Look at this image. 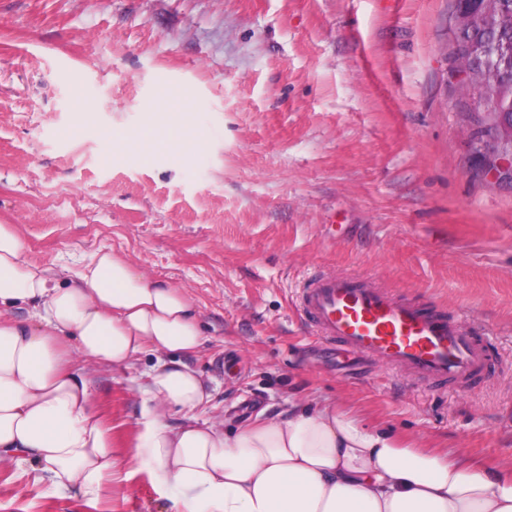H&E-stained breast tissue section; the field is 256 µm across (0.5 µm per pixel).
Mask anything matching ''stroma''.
Wrapping results in <instances>:
<instances>
[{"label": "stroma", "instance_id": "1", "mask_svg": "<svg viewBox=\"0 0 512 512\" xmlns=\"http://www.w3.org/2000/svg\"><path fill=\"white\" fill-rule=\"evenodd\" d=\"M456 0H0V224L28 261L124 255L185 287L226 429L327 399L428 449L512 460V182L478 167ZM181 128L184 145L146 148ZM129 132L138 142L114 141ZM350 271L460 319L494 366L426 384L322 343L296 310ZM141 355L91 377L130 458ZM132 466L92 501L0 469V512H176Z\"/></svg>", "mask_w": 512, "mask_h": 512}]
</instances>
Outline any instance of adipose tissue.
<instances>
[{
	"instance_id": "1",
	"label": "adipose tissue",
	"mask_w": 512,
	"mask_h": 512,
	"mask_svg": "<svg viewBox=\"0 0 512 512\" xmlns=\"http://www.w3.org/2000/svg\"><path fill=\"white\" fill-rule=\"evenodd\" d=\"M27 307L30 319L14 318ZM203 345L185 288L99 252L69 273L26 260L16 225L0 224V468L31 464L59 491L90 499L136 461L178 512H512V466L463 449L401 447L330 401L246 423L199 419L209 383L182 357ZM150 354L143 426L132 459L112 451L89 378ZM183 414L167 424L171 409Z\"/></svg>"
}]
</instances>
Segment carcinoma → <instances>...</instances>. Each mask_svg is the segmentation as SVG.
Returning <instances> with one entry per match:
<instances>
[{
	"label": "carcinoma",
	"mask_w": 512,
	"mask_h": 512,
	"mask_svg": "<svg viewBox=\"0 0 512 512\" xmlns=\"http://www.w3.org/2000/svg\"><path fill=\"white\" fill-rule=\"evenodd\" d=\"M460 20L455 68L473 87L477 102L483 93L496 100L480 118L484 129L512 110V0H457Z\"/></svg>",
	"instance_id": "1"
}]
</instances>
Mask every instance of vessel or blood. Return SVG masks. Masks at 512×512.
<instances>
[{"label":"vessel or blood","mask_w":512,"mask_h":512,"mask_svg":"<svg viewBox=\"0 0 512 512\" xmlns=\"http://www.w3.org/2000/svg\"><path fill=\"white\" fill-rule=\"evenodd\" d=\"M298 307L325 344L418 379L472 383L490 366L463 322L402 300L370 277L318 274Z\"/></svg>","instance_id":"vessel-or-blood-1"}]
</instances>
